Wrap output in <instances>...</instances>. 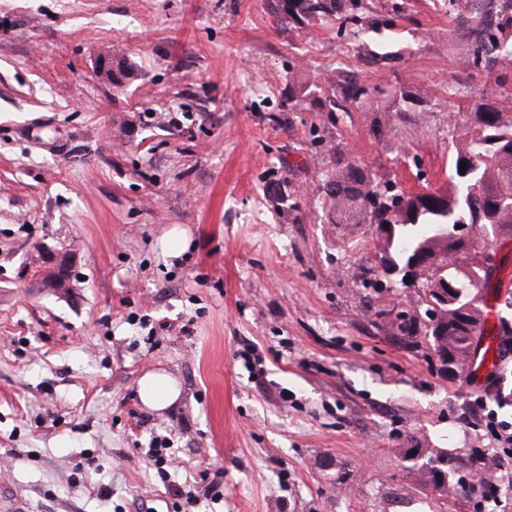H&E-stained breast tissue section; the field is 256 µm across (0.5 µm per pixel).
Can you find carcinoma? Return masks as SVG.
<instances>
[{"instance_id":"cac0c4a2","label":"carcinoma","mask_w":512,"mask_h":512,"mask_svg":"<svg viewBox=\"0 0 512 512\" xmlns=\"http://www.w3.org/2000/svg\"><path fill=\"white\" fill-rule=\"evenodd\" d=\"M457 12L471 24L470 38L487 53L485 66L512 68V0H480L465 7L455 0ZM280 19L301 27H321L340 15L358 26L361 47L383 50L392 34L376 22L363 21L347 12L346 0H284L275 3ZM457 133L451 158L448 187L416 193L401 200L403 193L387 195L367 171L336 157L332 178L324 184V206L337 224H350L368 214L375 224H391L394 232L386 238L387 260L400 263L421 252L435 258L432 277L452 283L455 293L443 307L448 320L446 334L430 329L433 347L448 353V365L462 372L471 358L470 334L481 329L482 310L475 290L483 286L494 268L495 254L485 249L466 265L457 254L468 250L459 229L472 224L490 227L491 235L512 236V101L482 95L472 107V119ZM465 172H460L461 164ZM416 451L434 462L422 470V477L437 488L441 484L472 493L475 487L459 475L463 466L448 453L429 448Z\"/></svg>"}]
</instances>
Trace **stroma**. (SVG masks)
<instances>
[{"label":"stroma","mask_w":512,"mask_h":512,"mask_svg":"<svg viewBox=\"0 0 512 512\" xmlns=\"http://www.w3.org/2000/svg\"><path fill=\"white\" fill-rule=\"evenodd\" d=\"M361 2L394 24L387 60L273 0H0V497L21 512H185L155 436L198 512H476L407 448L482 449L512 512L475 408L512 418V356L444 373L424 281L322 204L340 151L441 187L448 119L469 117L448 84L512 91V70L454 53L469 26L446 0ZM494 247L488 333L512 330V237ZM152 372L179 390L162 410ZM218 468L214 500L197 476ZM140 395L142 402L149 408L162 409L175 401L177 392L165 376L147 374L140 382ZM147 454L153 458L154 465L161 478L167 480L171 477V467L174 459L171 458L170 442L166 438H154L149 444Z\"/></svg>","instance_id":"obj_1"}]
</instances>
